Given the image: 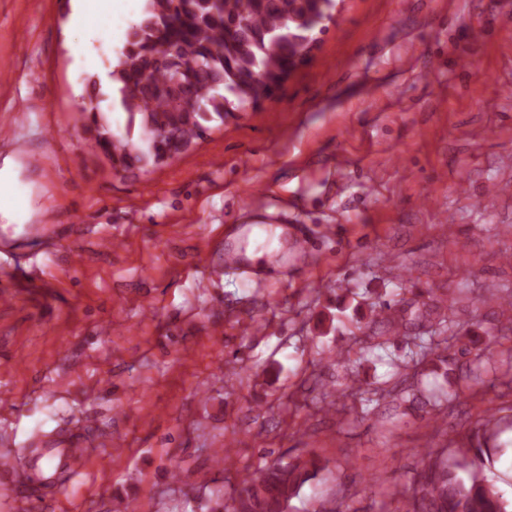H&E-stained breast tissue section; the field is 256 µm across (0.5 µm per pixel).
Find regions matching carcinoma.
<instances>
[{
  "mask_svg": "<svg viewBox=\"0 0 512 512\" xmlns=\"http://www.w3.org/2000/svg\"><path fill=\"white\" fill-rule=\"evenodd\" d=\"M334 0H146L143 16L127 32L109 73L112 88L128 115L121 134L112 132L104 112L90 105L86 112L96 144L122 168L157 165L188 148L210 124H224L273 94L272 86L288 78L293 60L305 44L316 39L320 20L331 17ZM178 80L191 97L205 104L204 112H179L165 87ZM408 348L400 368L411 362L446 365L436 353L434 336H409L414 320L434 321L455 335L454 301L432 299L412 314L394 311L389 303L375 313ZM471 356L465 377L477 384L487 372L484 349L461 344ZM351 394L363 402L382 400L397 408L405 401L398 386L362 387L350 379ZM479 463L448 462L441 452L424 453V468L413 485L397 492L403 512H512L509 502L486 476L489 449L475 448ZM320 470L315 456L285 462L281 459L253 470L243 478L238 496L221 505V512H288L289 502Z\"/></svg>",
  "mask_w": 512,
  "mask_h": 512,
  "instance_id": "1",
  "label": "carcinoma"
}]
</instances>
